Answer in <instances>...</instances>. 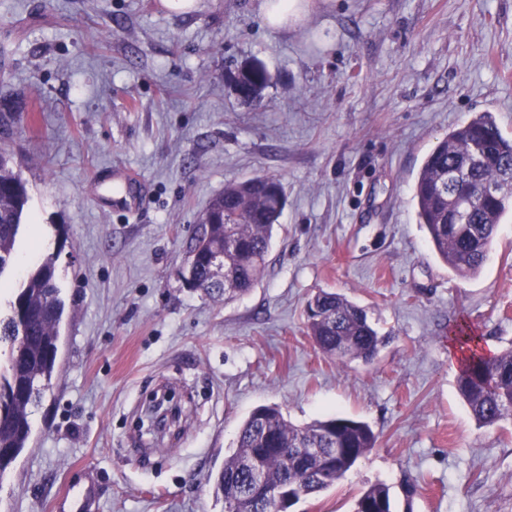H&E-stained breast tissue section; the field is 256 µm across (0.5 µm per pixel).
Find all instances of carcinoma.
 Returning a JSON list of instances; mask_svg holds the SVG:
<instances>
[{"label": "carcinoma", "instance_id": "obj_1", "mask_svg": "<svg viewBox=\"0 0 512 512\" xmlns=\"http://www.w3.org/2000/svg\"><path fill=\"white\" fill-rule=\"evenodd\" d=\"M489 144L485 159L464 168L472 152ZM466 169L470 190L466 222L448 233V213L458 211L464 197L448 189V173ZM512 176V139L501 133L491 113L476 114L448 133L427 156L414 186L418 223L425 225L440 259L460 275L478 273L492 251L498 224L512 212V191L498 198H480L484 184H502ZM29 193L10 155L0 150V288L14 269L15 246L24 224ZM286 206L280 183L260 175L224 186L207 209L202 250L196 259L195 285L205 295H225L224 283L212 280L207 256L224 255V277L237 283V293L250 290L266 264L275 224ZM239 242L224 250L225 224ZM56 259L47 254L23 278L0 314V448L10 456L0 460V475L28 447L30 408L53 385L65 304L56 277ZM306 313V328L318 350L340 365L354 360L372 362L385 337L370 323L366 311L344 295L322 291ZM457 389L480 427L512 420V348L496 355H472L457 378ZM303 439L318 447L314 453L292 447ZM368 424L331 416L307 426L285 419L276 406L255 409L242 424L236 450L216 474L215 493L235 512H272L266 489L254 484L252 468L260 465L266 485L281 488L296 503L335 485L374 447ZM391 489L376 483L364 489L354 512H393Z\"/></svg>", "mask_w": 512, "mask_h": 512}]
</instances>
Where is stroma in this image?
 Wrapping results in <instances>:
<instances>
[{
    "mask_svg": "<svg viewBox=\"0 0 512 512\" xmlns=\"http://www.w3.org/2000/svg\"><path fill=\"white\" fill-rule=\"evenodd\" d=\"M262 0H0V148L29 190L18 256L57 252L66 309L51 393L0 477V512H224L211 476L261 405L304 425L367 423L372 448L293 512H352L389 485L395 512H512V420L478 426L448 335L512 348V217L460 276L436 256L412 191L429 152L476 113L512 138V0H311L288 28ZM260 61L245 105L227 83ZM121 165L149 192L104 205L92 176ZM265 174L287 203L266 267L229 301L184 269L213 197ZM334 291L389 343L345 367L305 328ZM418 486L405 497L401 482Z\"/></svg>",
    "mask_w": 512,
    "mask_h": 512,
    "instance_id": "stroma-1",
    "label": "stroma"
}]
</instances>
